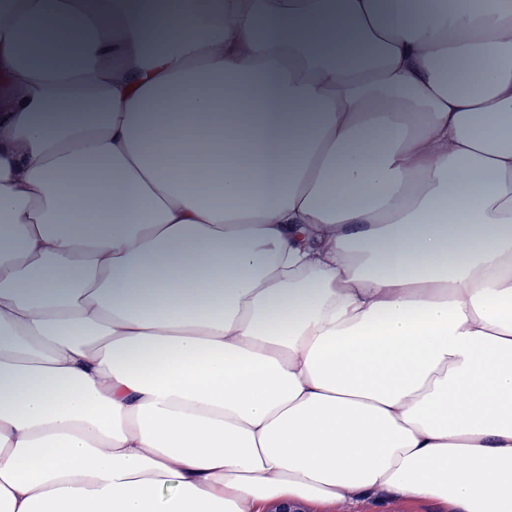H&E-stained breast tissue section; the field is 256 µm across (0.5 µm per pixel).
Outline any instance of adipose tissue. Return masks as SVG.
<instances>
[{"instance_id": "1", "label": "adipose tissue", "mask_w": 512, "mask_h": 512, "mask_svg": "<svg viewBox=\"0 0 512 512\" xmlns=\"http://www.w3.org/2000/svg\"><path fill=\"white\" fill-rule=\"evenodd\" d=\"M512 512V0H0V512ZM302 507L289 508L276 504L269 512H445L442 506L433 502L411 500L401 497L376 499L371 497L353 498L336 503L322 510Z\"/></svg>"}]
</instances>
